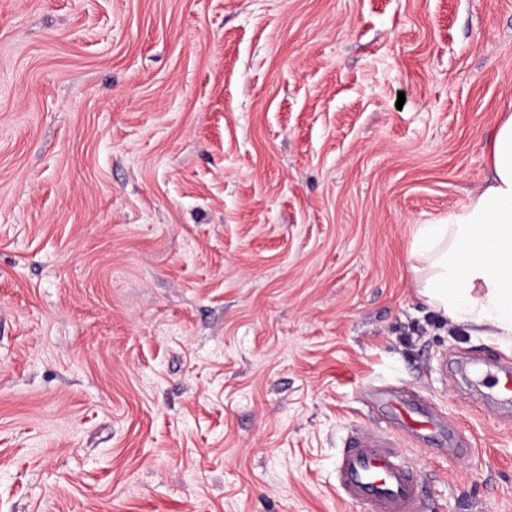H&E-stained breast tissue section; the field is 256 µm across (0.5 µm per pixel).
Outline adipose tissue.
Masks as SVG:
<instances>
[{
	"mask_svg": "<svg viewBox=\"0 0 512 512\" xmlns=\"http://www.w3.org/2000/svg\"><path fill=\"white\" fill-rule=\"evenodd\" d=\"M482 192L416 226L409 254L419 294L443 318L512 347V114L488 144Z\"/></svg>",
	"mask_w": 512,
	"mask_h": 512,
	"instance_id": "adipose-tissue-1",
	"label": "adipose tissue"
}]
</instances>
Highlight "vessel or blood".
I'll return each mask as SVG.
<instances>
[{"label":"vessel or blood","instance_id":"1","mask_svg":"<svg viewBox=\"0 0 512 512\" xmlns=\"http://www.w3.org/2000/svg\"><path fill=\"white\" fill-rule=\"evenodd\" d=\"M379 399L396 412L401 426L417 437L444 443L452 440L442 421L436 420L420 398ZM336 488L345 501L366 512H426L425 479L404 460L391 433L353 426L336 460Z\"/></svg>","mask_w":512,"mask_h":512}]
</instances>
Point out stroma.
I'll list each match as a JSON object with an SVG mask.
<instances>
[{"label": "stroma", "instance_id": "stroma-1", "mask_svg": "<svg viewBox=\"0 0 512 512\" xmlns=\"http://www.w3.org/2000/svg\"><path fill=\"white\" fill-rule=\"evenodd\" d=\"M512 0H0V512H363L372 391L430 512H512V348L417 295L485 185ZM376 395L381 402L396 412L401 419L400 425L412 435L438 443L453 441L456 443L458 454L468 453L470 448L468 442L455 440L445 424L433 417L420 398H407L400 401L389 398L387 393L381 391Z\"/></svg>", "mask_w": 512, "mask_h": 512}]
</instances>
